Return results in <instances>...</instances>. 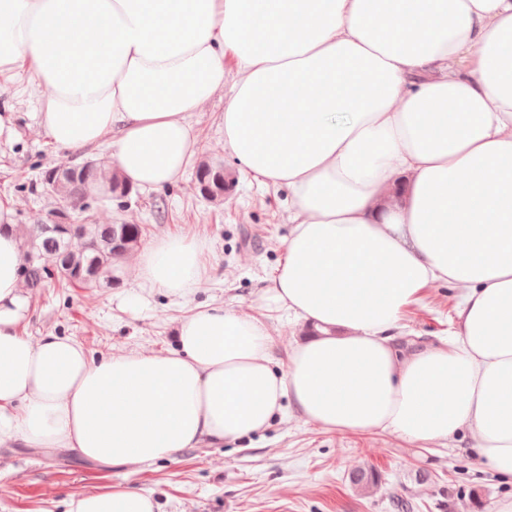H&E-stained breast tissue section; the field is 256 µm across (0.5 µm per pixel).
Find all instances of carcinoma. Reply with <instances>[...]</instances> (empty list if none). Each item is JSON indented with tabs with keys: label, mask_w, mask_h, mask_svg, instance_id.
<instances>
[{
	"label": "carcinoma",
	"mask_w": 512,
	"mask_h": 512,
	"mask_svg": "<svg viewBox=\"0 0 512 512\" xmlns=\"http://www.w3.org/2000/svg\"><path fill=\"white\" fill-rule=\"evenodd\" d=\"M42 178L87 220L94 188L104 186L116 199L123 198L129 188L117 170H106L93 162L48 170ZM196 179L200 194L211 201L223 199L224 190L233 185V179L224 174V165L209 161L198 165ZM16 231L24 242L22 277L33 291L50 287L54 280L64 288H89L101 281L118 280L123 264L141 247L144 233L140 224H48L41 219L35 224H20ZM75 239L81 241L78 249L72 247ZM350 481L367 493L378 486L380 477L373 470H360Z\"/></svg>",
	"instance_id": "1"
}]
</instances>
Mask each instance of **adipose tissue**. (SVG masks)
I'll return each instance as SVG.
<instances>
[{"mask_svg": "<svg viewBox=\"0 0 512 512\" xmlns=\"http://www.w3.org/2000/svg\"><path fill=\"white\" fill-rule=\"evenodd\" d=\"M239 74L224 146L295 205L269 289L320 329L284 369L259 319L204 306L167 353L100 360L33 340L13 231L0 232V436L104 465L169 459L264 432L285 407L328 431L431 443L468 430L512 476V0H0V75L25 73L58 150L108 142L132 186L173 183L197 153L189 121ZM198 238L138 260L150 288L208 276ZM461 287L452 339L399 347L403 310ZM67 512H156L131 488Z\"/></svg>", "mask_w": 512, "mask_h": 512, "instance_id": "adipose-tissue-1", "label": "adipose tissue"}]
</instances>
